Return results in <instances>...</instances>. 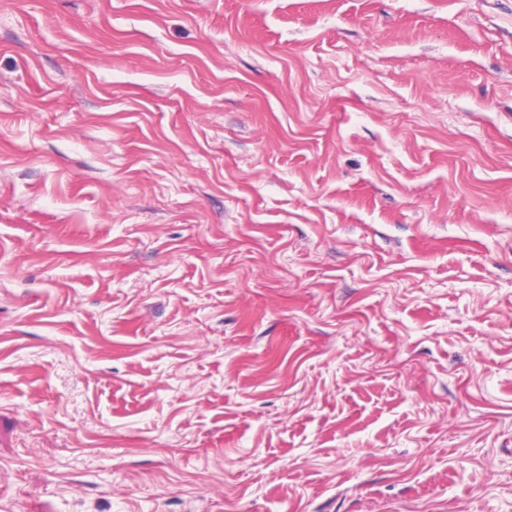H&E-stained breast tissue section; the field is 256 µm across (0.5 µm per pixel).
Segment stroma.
<instances>
[{"mask_svg":"<svg viewBox=\"0 0 512 512\" xmlns=\"http://www.w3.org/2000/svg\"><path fill=\"white\" fill-rule=\"evenodd\" d=\"M0 512H512V0H0Z\"/></svg>","mask_w":512,"mask_h":512,"instance_id":"1","label":"stroma"}]
</instances>
